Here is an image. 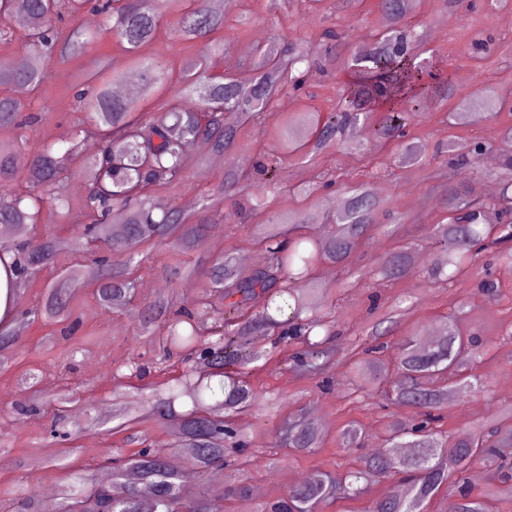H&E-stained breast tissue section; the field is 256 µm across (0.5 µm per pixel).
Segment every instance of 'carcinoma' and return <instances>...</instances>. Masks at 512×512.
Masks as SVG:
<instances>
[{
    "label": "carcinoma",
    "instance_id": "1",
    "mask_svg": "<svg viewBox=\"0 0 512 512\" xmlns=\"http://www.w3.org/2000/svg\"><path fill=\"white\" fill-rule=\"evenodd\" d=\"M10 2L33 61L26 67L1 64V89L23 87L35 92L47 78L42 60L54 55L79 58L85 32L73 29L66 34L64 29L85 9L97 13L102 26L128 52L155 36L165 12L179 15L174 40L206 43L205 52L183 66V81L175 89L167 86L163 64L133 58L141 75L142 96L160 101L150 112L112 93L118 77L110 76L105 66L94 63L76 75L74 98L83 103L87 123L98 133L101 147L89 162L88 190L66 238L40 234L38 227L48 202L58 204L63 218L69 217L65 197L69 162L79 156L80 141H45L20 170L16 143L1 139L0 226L8 230L5 243L16 274L7 284V317L26 279L52 266L63 252L71 257V265L26 312L30 322L43 325H63L72 318L71 302L82 280L81 262L90 236L106 246L103 254L92 258L100 282L96 298L106 313L125 310L133 302L142 277V267L135 262L139 249L165 243L176 257L198 253L194 264L184 267L179 260L170 268L175 274L205 268L209 290L198 307L184 309L173 299L160 297L140 305L136 318L141 333L162 347L161 358L177 352L184 363L181 376L152 386L150 416L175 430V451L204 481L222 480L224 470L247 465L257 452L250 447L251 437L234 426L235 415L257 403L248 381L250 365L268 356L267 351L251 347L254 338L272 334L279 344L299 346L292 370L330 383L331 365L339 364L330 344L335 335L333 303L316 277V268L323 262L347 263L373 233L391 231L392 225L403 223V217L390 199L379 195L375 181L381 178V170L376 168L363 178L349 180L344 202L321 238L303 232L306 211L298 210L291 213L287 225H252L253 242L268 255L262 268L244 271L231 257L205 256L199 249L210 228L214 204L204 202L194 211L173 207L157 214L148 203L147 190L181 185L186 179L183 154L195 143L208 153L231 156L242 127L262 124L279 96L302 88L304 68L319 63L315 52L303 44L280 50L245 44L241 60L251 63L257 76L243 88L229 72L221 77L209 74L213 34L224 28V17L208 0H24L21 7L18 0H0V7ZM378 7L385 25L347 52L345 66L351 78L331 108L284 113L276 145L261 154L251 172L227 165L224 188L258 200L266 187L278 183L284 159L298 154L312 161L326 153L342 142L347 127L371 120L367 107L372 103L387 104L373 126L372 138L396 142L402 165L426 158V146L408 139L407 127L415 113L428 111L430 99L455 93L454 74L421 57L422 38L414 35L409 24L410 0H378ZM464 105L484 119L495 120L512 103L477 88L465 96ZM40 120L41 111L34 102L0 95L1 132L18 136ZM486 148L499 154V191L491 198H474L466 173H480L479 152ZM445 153L444 166L454 175L441 193L446 221L430 227L429 239L440 253L428 274L433 283L451 287L475 276L484 253L497 264L512 267V127L502 132L496 144L450 140ZM417 247L413 241H399L374 272L387 280L410 273ZM114 251L129 256L117 264L112 260ZM278 298L283 301L276 307L279 319L265 309H252ZM393 313L394 308H387L365 330L366 339L353 343L346 361L355 370L357 390L370 396L395 372L396 387L385 397L396 407L413 408L415 420L390 421L388 449L363 459L357 470L344 476L316 473L313 480L265 503L260 512H314L318 504L355 499L376 480L393 474L409 484L407 495L378 498L369 512H426L442 491L446 512H492L495 503L512 500V404L493 406L468 429L441 428L455 388L463 384L479 393L484 389L481 376L466 373L480 355L474 334L460 328V317L446 316L433 345L421 348L406 339L398 357L388 363L382 358L383 338L392 334ZM16 345L9 322L1 319V364L14 358ZM149 373L148 364L134 361L115 371L118 377ZM325 437L322 425L302 414L284 423L274 446L295 455L307 454L322 447ZM474 462L485 465L493 477L491 485L478 494L466 486L465 472ZM106 463L112 467V487L93 478H69L59 489L63 512H142L146 500L151 512H224V501L250 495L244 480L225 485L222 501L200 489H185L159 448L143 446L131 454L111 448ZM0 508L40 512L31 496L18 503L5 498Z\"/></svg>",
    "mask_w": 512,
    "mask_h": 512
}]
</instances>
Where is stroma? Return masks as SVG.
Here are the masks:
<instances>
[{"instance_id":"1","label":"stroma","mask_w":512,"mask_h":512,"mask_svg":"<svg viewBox=\"0 0 512 512\" xmlns=\"http://www.w3.org/2000/svg\"><path fill=\"white\" fill-rule=\"evenodd\" d=\"M248 11L253 19L249 26L237 23L241 11ZM445 10L437 0H422L411 20L418 29L426 31L425 48L428 57L440 67L450 68L455 77L456 97L435 101L429 111L417 113L411 124L414 136L436 145L449 135L477 138L496 143L503 126L512 125V110H503L497 120L476 126H450L449 112L455 111L459 98L481 87L493 90L505 99L512 100V0H502L500 6L487 8L478 4L470 11L458 10L452 22H445ZM177 17L165 14L155 38L139 49L147 60L163 62L167 67L169 83H177L185 61L200 54V44H183L174 41L171 31ZM342 27L349 42L358 43L382 24L376 0H361L356 11L337 9L336 12L314 11L303 0H293L288 10L268 9L267 0H239L237 7L224 13L226 50L213 64L215 73L229 70L233 74L244 71L238 61L240 43L280 44L318 40L328 24ZM76 27L96 30L82 59L57 58L45 61L48 78L35 95V102L45 107L42 122L27 132L25 142L18 150L19 157H27L37 150L47 138L69 140L80 138L83 158L95 155L97 135L84 133L85 115L76 107L71 92L74 73L82 63L104 60L110 69L131 73L129 57L117 45L112 35L100 31V19L91 13L78 15ZM345 70L334 65L312 66L306 76L307 93L296 97L285 95L278 111L268 113L263 129L247 127L240 131L237 156L256 159L259 150L267 143V131L276 126L279 114L309 105L325 110L336 100L341 84L346 81ZM378 165L388 168L391 175L381 180L386 195L394 197L396 207L407 218L403 228L405 238L421 243L424 261L416 263L415 271L397 281L379 278L356 280L355 272L362 266H373L375 261L391 251L397 239L387 234L376 235L362 247L352 265L340 268L333 264L321 265L317 276L329 297L336 304V321L341 331L332 345L339 350L349 349L362 327L369 321L372 303L387 307L392 299L405 298L404 310L397 318L391 337L392 346L385 352L386 359H394L395 345L404 338L421 341L428 330L436 328L440 316L454 307L465 311L463 321L468 327L478 328L488 353L477 369L486 386L479 395L466 389L453 395L454 407L445 414L444 426L455 431L470 427L474 421L486 416L491 405L512 403V269L498 267L494 276L500 282L495 295L481 292L476 281L452 288H441L428 278L427 269L435 262L436 251L425 242L428 228L443 215L440 186L445 169L439 163L425 167H396L390 150L374 149ZM365 163L361 154L334 149L325 156L321 166L315 167L298 161L283 163L281 183L268 192L269 206L264 218L284 217L292 210L303 207L309 214L318 216L315 235L328 229L323 220L325 210L335 208L343 192L329 189L323 199L302 203L289 193L290 185L312 180L319 168H336L353 176ZM225 159L221 156L202 157L194 154L186 164L187 178L178 188L157 187L151 192L152 203L164 207L178 206L192 211L198 208L202 197L214 202L216 227L212 230L205 248L211 255L239 258L250 255L255 265H263L267 255L253 245L250 224L240 222L234 210V198L224 192ZM145 273L140 280L138 301L159 296L174 297L178 306L196 307L209 287L203 274L193 276L170 275L166 269L174 263L167 245L143 248L136 256ZM98 286L96 277H85L80 291L73 299V316L81 328L70 339L53 336L50 328L14 321L17 330V359L11 368L0 369V497L14 492L36 494L40 484L60 485L61 474L52 466V459L62 448H69V461L74 470L102 478L108 469L102 462L106 449L123 446L125 437L109 432L104 422L112 416L114 369L132 358L150 362L158 349L142 338L130 313L115 311L104 313L95 299ZM37 368L43 371L44 380L39 388L40 403H49L57 394L62 382H69L76 390L78 403L65 413L62 427L69 435L67 441L53 439L50 435L51 417L41 411L21 412L24 403L16 383L20 371ZM259 396L274 398L276 415L258 419L256 412L246 411L236 417L237 427L254 431L255 454L250 458L241 478L247 479L254 490L246 499L227 501L226 512H258L259 506L284 494L296 486L298 477L317 470L340 472L354 468L357 457L376 454L383 447L385 428L390 419H410L411 408L397 407L386 411L375 398L353 391L349 369L337 367L333 373L331 390L316 388L314 381L301 379L289 367L287 353H280L270 360L260 374L255 386ZM316 417L329 432L330 440L319 451L306 457L288 458L284 449L272 448L265 435H257L256 427L266 429L282 424L298 412ZM349 420L358 421L361 428L360 447L352 452L341 448L335 438L340 426Z\"/></svg>"}]
</instances>
